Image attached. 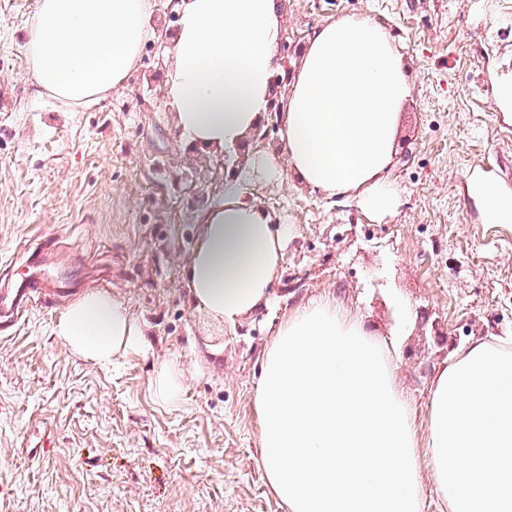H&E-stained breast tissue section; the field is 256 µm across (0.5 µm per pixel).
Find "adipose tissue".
Listing matches in <instances>:
<instances>
[{"mask_svg":"<svg viewBox=\"0 0 512 512\" xmlns=\"http://www.w3.org/2000/svg\"><path fill=\"white\" fill-rule=\"evenodd\" d=\"M154 0H39L27 53L38 88L86 104L133 70ZM168 94L188 143L235 152L266 110L278 66L279 0H181ZM404 58L371 19L313 35L288 94L281 141L293 176L331 197L360 192L391 211L400 114L411 95ZM486 221L512 224V192L470 183ZM187 278L201 311L235 323L266 305L288 227L229 187L199 218ZM72 353L100 364L146 348L128 308L103 292L54 326ZM261 467L287 512H421L429 468L448 512H512V339L458 348L431 384L418 438L393 364L363 319L323 297L295 309L263 359L256 394Z\"/></svg>","mask_w":512,"mask_h":512,"instance_id":"obj_1","label":"adipose tissue"}]
</instances>
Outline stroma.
<instances>
[{
  "instance_id": "35a3bbf8",
  "label": "stroma",
  "mask_w": 512,
  "mask_h": 512,
  "mask_svg": "<svg viewBox=\"0 0 512 512\" xmlns=\"http://www.w3.org/2000/svg\"><path fill=\"white\" fill-rule=\"evenodd\" d=\"M37 0H0V290L39 239L55 250L44 300L0 319V512H286L261 468L254 397L264 353L299 306L327 295L388 344L418 433L453 346L512 336V224L486 223L474 177L512 191V14L497 0H284L280 45L365 16L391 31L412 95L389 175L397 205L374 215L288 174L279 133L259 148L276 176L253 204L293 228L269 303L233 324L194 305L186 268L200 215L224 199V153L183 141L168 45L150 40L126 82L88 106L37 87L26 42ZM145 104L124 111L143 74ZM129 306L149 344L104 367L53 334L84 294ZM176 362L179 405L152 379Z\"/></svg>"
}]
</instances>
